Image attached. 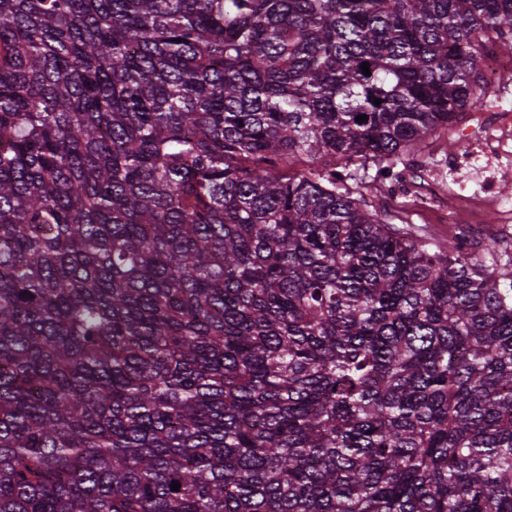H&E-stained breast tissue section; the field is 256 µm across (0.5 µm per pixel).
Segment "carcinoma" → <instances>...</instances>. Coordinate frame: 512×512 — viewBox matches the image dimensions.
Instances as JSON below:
<instances>
[{
    "label": "carcinoma",
    "mask_w": 512,
    "mask_h": 512,
    "mask_svg": "<svg viewBox=\"0 0 512 512\" xmlns=\"http://www.w3.org/2000/svg\"><path fill=\"white\" fill-rule=\"evenodd\" d=\"M489 42L512 0H0V512H512V242L348 184L424 180Z\"/></svg>",
    "instance_id": "cac0c4a2"
}]
</instances>
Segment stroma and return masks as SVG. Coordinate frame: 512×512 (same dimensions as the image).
<instances>
[{
	"instance_id": "obj_1",
	"label": "stroma",
	"mask_w": 512,
	"mask_h": 512,
	"mask_svg": "<svg viewBox=\"0 0 512 512\" xmlns=\"http://www.w3.org/2000/svg\"><path fill=\"white\" fill-rule=\"evenodd\" d=\"M489 109L471 112L452 128L428 136L406 152L409 161L426 162L424 184L394 187L374 170L358 172L360 190L370 210L385 212L389 223L408 226L431 239L448 240L453 227L445 214L455 209L459 196H473L463 218L482 233L499 231L512 239V186L504 180L512 173V142L503 143L492 115L512 110V81L491 88ZM436 188L439 208L425 200Z\"/></svg>"
}]
</instances>
